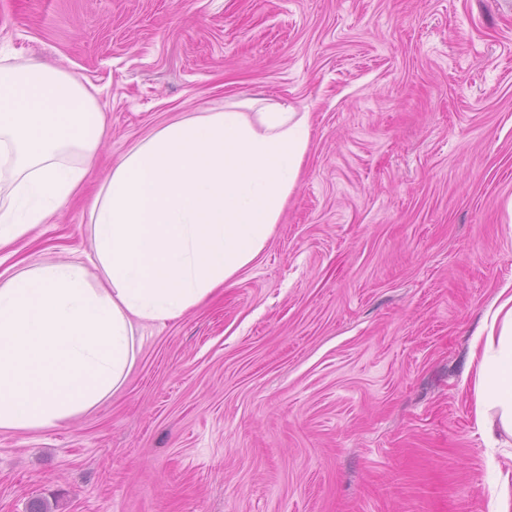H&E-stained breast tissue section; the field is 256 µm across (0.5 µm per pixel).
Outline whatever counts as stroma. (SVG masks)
<instances>
[{
    "label": "stroma",
    "instance_id": "obj_1",
    "mask_svg": "<svg viewBox=\"0 0 512 512\" xmlns=\"http://www.w3.org/2000/svg\"><path fill=\"white\" fill-rule=\"evenodd\" d=\"M69 71L105 129L14 259L90 250L87 201L161 122L311 114L269 243L146 332L111 400L0 434V512H488L469 350L512 284V0H0V59Z\"/></svg>",
    "mask_w": 512,
    "mask_h": 512
}]
</instances>
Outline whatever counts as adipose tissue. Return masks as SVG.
I'll use <instances>...</instances> for the list:
<instances>
[{"instance_id":"adipose-tissue-1","label":"adipose tissue","mask_w":512,"mask_h":512,"mask_svg":"<svg viewBox=\"0 0 512 512\" xmlns=\"http://www.w3.org/2000/svg\"><path fill=\"white\" fill-rule=\"evenodd\" d=\"M103 114L61 68L0 64V253L83 185ZM312 139L311 115L265 97L225 100L135 142L90 204L89 261L0 273V433L68 425L126 385L146 327L213 297L265 249ZM486 444L512 436V289L471 344Z\"/></svg>"}]
</instances>
